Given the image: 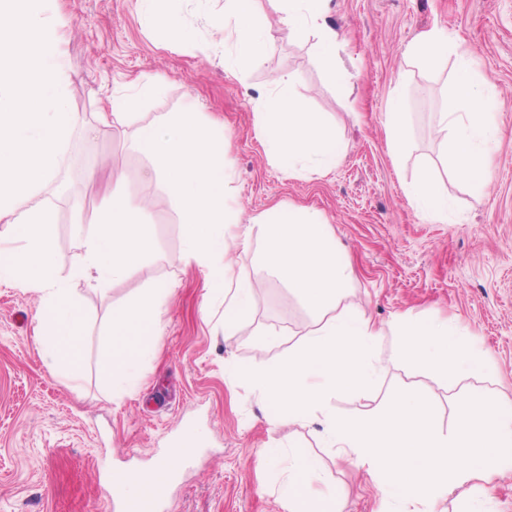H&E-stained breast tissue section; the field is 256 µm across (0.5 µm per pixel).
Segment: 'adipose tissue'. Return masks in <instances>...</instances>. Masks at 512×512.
<instances>
[{
	"label": "adipose tissue",
	"mask_w": 512,
	"mask_h": 512,
	"mask_svg": "<svg viewBox=\"0 0 512 512\" xmlns=\"http://www.w3.org/2000/svg\"><path fill=\"white\" fill-rule=\"evenodd\" d=\"M261 0H224V37L234 50L232 73H243L261 62L268 51L271 34L259 22ZM283 14L281 34L285 38L315 35L316 63L333 84L345 82L347 75L336 65V37L323 27L328 0H276ZM459 68L451 90L443 103L438 123L446 133L450 162L457 177L469 184L484 186L492 180L488 159L497 131L486 111L493 84L475 73L466 54H459ZM275 96L262 105L256 130L268 145L273 158L288 172L297 175L318 174L336 166L341 145L335 131L320 117L308 111L290 91L291 79L275 78ZM113 188L94 224L81 228L85 251L76 275L95 271L107 281L133 274L149 249L144 234L148 214L143 201L122 187L124 175L112 171ZM418 208L438 222L448 220V196L430 171H422L411 188ZM162 291L145 289L132 303L112 312L108 334L112 341V377L120 391L135 388L136 366L149 350L143 338L160 316ZM389 331L399 340L395 362L405 363L445 384L462 375L479 376L486 369L483 350L469 343L459 326L426 322L407 315L396 316ZM320 480L315 462L305 458L293 461L282 483L288 512H335L336 501L328 495L308 496L298 486L300 479Z\"/></svg>",
	"instance_id": "obj_1"
}]
</instances>
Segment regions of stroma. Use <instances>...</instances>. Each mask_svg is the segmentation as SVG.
<instances>
[{
	"label": "stroma",
	"mask_w": 512,
	"mask_h": 512,
	"mask_svg": "<svg viewBox=\"0 0 512 512\" xmlns=\"http://www.w3.org/2000/svg\"><path fill=\"white\" fill-rule=\"evenodd\" d=\"M172 22L190 35L174 45L146 25L139 0H49V16L62 19L63 77L81 118L64 152L78 147L92 158L111 157L128 190L150 210L153 246L136 274L106 283L77 279L82 252L78 224H91L102 204L98 185H80L82 208L58 196L50 180L40 196L55 215L57 273L84 305V358L76 383L63 382L36 335L44 303L28 288L0 283V512H104L105 483L125 469L147 472L162 463L184 435L194 453L178 475L161 512H288L280 487L292 454L315 460L336 489L340 512H380L379 493L364 469L336 457L322 440L321 415L278 419L235 367H270L300 339L310 316L260 259L261 243L237 248L238 263L256 287L252 309L237 332L224 333L221 283L188 260L180 213L166 188L144 180L147 159L131 136L159 116L197 105L224 124V191L248 221L276 205L310 207L331 226L339 256L350 264L345 304H356L379 326L410 313L426 321L460 324L486 353V386L512 407V0H329L326 24L338 41L336 60L352 79L326 82L315 63V40L277 39L264 63L238 79L225 72L220 27L224 0H168ZM426 32L447 36L471 57L473 70L495 88L488 111L497 129L485 188L456 181L441 158L437 119L454 80L455 56L432 69L405 52ZM155 90L133 107L123 129L96 130L95 114L108 95L141 75ZM293 78L305 107L336 129L340 162L322 174H289L256 134V107L275 95L272 80ZM400 96L407 147L394 155L385 123L388 101ZM439 170L452 200L448 220L435 223L416 207L409 187L422 166ZM163 289L150 356L138 367L134 394L113 391L106 336L112 311L143 289ZM260 330L282 340L256 349ZM393 336L377 343L388 365L377 389L337 410L366 414L415 384L433 406L435 422L451 427L458 387L410 377L391 365ZM490 496L493 512H512V470L489 493L454 492L440 512H466Z\"/></svg>",
	"instance_id": "stroma-1"
}]
</instances>
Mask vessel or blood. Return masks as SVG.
Returning <instances> with one entry per match:
<instances>
[{
	"instance_id": "1",
	"label": "vessel or blood",
	"mask_w": 512,
	"mask_h": 512,
	"mask_svg": "<svg viewBox=\"0 0 512 512\" xmlns=\"http://www.w3.org/2000/svg\"><path fill=\"white\" fill-rule=\"evenodd\" d=\"M131 474H119L109 484L107 501L119 512H160L161 506L169 495L173 478L167 471H150L136 478L140 490L136 495H129L127 484Z\"/></svg>"
}]
</instances>
